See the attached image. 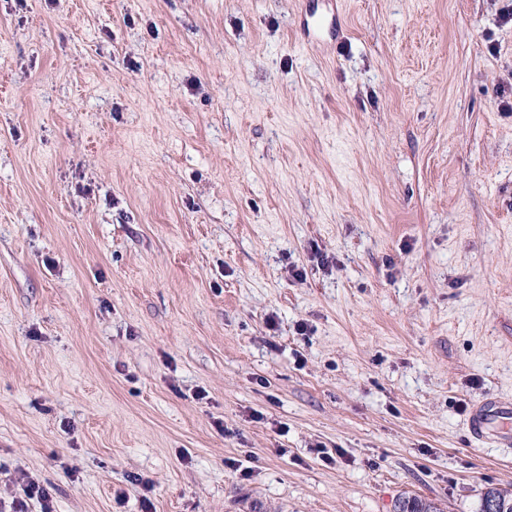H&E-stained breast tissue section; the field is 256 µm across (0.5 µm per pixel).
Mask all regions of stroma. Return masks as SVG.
<instances>
[{
	"label": "stroma",
	"instance_id": "obj_1",
	"mask_svg": "<svg viewBox=\"0 0 512 512\" xmlns=\"http://www.w3.org/2000/svg\"><path fill=\"white\" fill-rule=\"evenodd\" d=\"M504 4L0 0V504L512 491ZM512 418V402L494 400L481 404L469 418V429L475 441L497 439L499 443L512 445L510 435L502 433V425L508 424Z\"/></svg>",
	"mask_w": 512,
	"mask_h": 512
}]
</instances>
